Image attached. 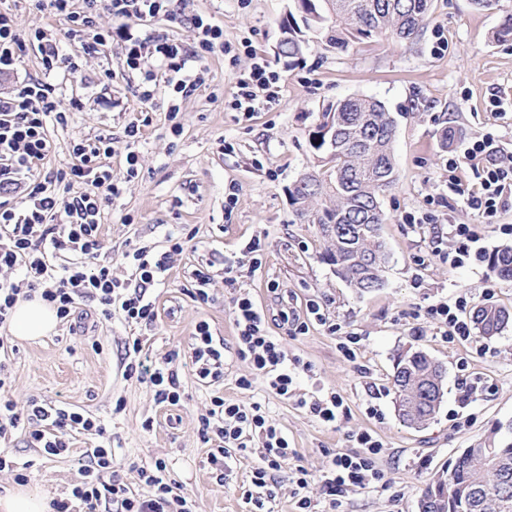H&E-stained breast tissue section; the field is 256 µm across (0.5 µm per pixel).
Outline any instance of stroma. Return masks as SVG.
<instances>
[{
	"label": "stroma",
	"mask_w": 512,
	"mask_h": 512,
	"mask_svg": "<svg viewBox=\"0 0 512 512\" xmlns=\"http://www.w3.org/2000/svg\"><path fill=\"white\" fill-rule=\"evenodd\" d=\"M291 5V0H176L175 17L140 25L141 35L189 44L191 16L207 17L222 28L225 42L236 48L251 43L281 76L275 103L247 119L231 108L238 82L250 70L247 54L240 52L233 62L219 53L188 61L186 73L202 74L205 83L183 102V131L177 137L165 121L164 93L148 102L139 99L138 78L128 72L120 43L84 59L83 72L75 77L44 74L32 53L22 57L17 76H0V93L11 91L16 78L32 77L54 85L61 106H68L71 95L82 97L84 110L68 125L50 129L55 166L68 161L73 142L108 132L116 150L112 175L123 180L124 127L134 114L150 115L138 146V175L102 219L104 257L115 275L126 273L128 242L161 245L170 234L188 239L165 285L153 291L156 324L142 332L150 357L174 354L184 393L179 405H156L149 384L125 377L122 358L133 329L117 317L76 330L61 323L40 339L15 340L0 396L20 413L35 399L92 414L112 436L113 471L132 491L140 489L137 467L161 458L166 479L193 500L196 512H246L238 486L257 456L242 459L230 479L219 482L198 432L199 419L216 395L245 405L258 402L288 435L294 450L289 468L309 472L308 495L319 512L331 506L336 512H418L422 490L449 462L464 449L488 447L494 428L512 422V324L488 338L482 351L469 340L448 341L424 316L428 305L461 296L474 306L488 302L512 309V282L499 279L486 261L493 251L512 246V237L500 231L512 224V203L488 224L448 187V158L462 154L463 143L490 134L512 154V41L493 38L503 12L512 11V0H501L492 13L474 9L471 0H432L429 19L409 43L371 40L337 50L312 32L298 59L276 53L280 22ZM497 96L506 104L500 113L490 105ZM351 97L382 101L395 121L397 180L380 197L388 216L382 228L388 259L384 284L371 293L357 292L337 276L325 259L317 225L297 216L288 195L318 164L310 135L323 111ZM448 130L454 136L447 141ZM231 191L237 204L228 214L224 201ZM428 212L437 215L436 223L414 228L402 221L405 214ZM452 224L477 225L474 248L480 259L449 267ZM256 233L266 244L261 270L233 286L217 283L209 303L194 302L189 271L209 261L214 274H221L224 258L238 255ZM241 290L262 307L271 334L283 338L289 354L312 366L297 377L294 398L235 385L236 378L252 373L234 347L232 299ZM310 299L323 304L337 332L313 322L297 335L278 320L281 309L303 312ZM201 321L224 339L228 370L219 386L200 383L183 365ZM348 333L359 338L351 360L340 348ZM410 349L425 352L445 371L440 408L422 429L404 424L394 406V366ZM322 388L344 399L347 411L336 425L322 423L298 404ZM372 405L379 417L368 414ZM361 431L383 443L379 465L385 485L330 500L323 483L329 454L353 451L347 436ZM70 441L67 453L51 457L29 447L19 430L0 448L25 463L28 485L48 499L69 500L73 512H80L71 490L82 479L84 453L94 438L74 433Z\"/></svg>",
	"instance_id": "obj_1"
}]
</instances>
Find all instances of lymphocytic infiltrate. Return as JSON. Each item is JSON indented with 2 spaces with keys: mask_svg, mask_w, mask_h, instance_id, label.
Here are the masks:
<instances>
[{
  "mask_svg": "<svg viewBox=\"0 0 512 512\" xmlns=\"http://www.w3.org/2000/svg\"><path fill=\"white\" fill-rule=\"evenodd\" d=\"M37 6L64 20L65 37L84 54L111 47L113 36L124 43L129 72L138 74L140 98L152 100L160 87L168 89L165 118L173 135H181V101L193 96L204 84L199 75L185 74L188 59L230 54L224 32L203 17L193 19L196 32L192 45L185 46L164 36L141 37L133 26L171 16V0H35ZM108 12L122 22L118 31L101 27L100 12ZM54 30H20L11 10L0 9V75L16 73V65L27 50H35L45 73L80 71L76 57L60 56ZM160 62V69L143 68L144 58ZM252 64L242 78L232 103L244 117H253L259 102L273 103L279 95L280 76L271 70L264 55L251 52ZM68 113L58 111L55 88L40 79L28 78L16 89L0 97V387L4 386L8 362L4 355L11 345L7 333L11 313L20 299L40 296L52 305L59 320L71 322L80 303H94L103 320L120 316L134 327H153L158 318L153 288L163 285L175 256L184 251L183 239L170 236L165 246L130 244L123 258L130 269L119 278L112 266L100 259L104 241L100 228L102 214L112 198L124 190L112 176L110 159L115 153L111 135L98 134L74 143L69 162L46 169L52 153L50 124H67ZM498 146L486 138L468 143L463 155L449 158V183L457 194L482 216L494 217L512 197V167L495 161ZM479 160V190H469L462 177L464 164ZM22 278H15V271ZM466 298L454 303L429 305L425 313L447 340L470 339L471 327L464 313ZM236 328V354L252 366L251 376L235 381L238 389L249 391L255 385L287 400L294 395L299 372L309 366L288 355L279 337L271 335L266 316L249 293L233 299ZM190 364L197 380L212 386L223 383L226 373L223 338L213 336L207 322L195 327ZM128 362L125 377L150 383L156 404L178 405L183 397L173 355L150 360L142 337L133 336L126 345ZM24 429L30 446L57 456L69 446L71 433L97 436L87 449L84 481L73 488L74 499L85 512H193L194 504L175 490L164 473L166 464H153L136 470L140 492L112 479V440L93 415L64 406L31 401L26 415H19L12 401H0V440ZM199 434L209 444L208 460L219 480L231 475L236 462L255 454L259 462L250 479L241 486V496L252 512H267L266 505L276 497L277 474L286 465L292 449L287 434L263 412L260 404L248 406L216 396L200 419ZM358 452H335L324 477L328 496L350 490L374 489L384 474L378 465L382 443L367 432L353 436Z\"/></svg>",
  "mask_w": 512,
  "mask_h": 512,
  "instance_id": "obj_1",
  "label": "lymphocytic infiltrate"
}]
</instances>
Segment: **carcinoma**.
Returning <instances> with one entry per match:
<instances>
[{
  "instance_id": "1",
  "label": "carcinoma",
  "mask_w": 512,
  "mask_h": 512,
  "mask_svg": "<svg viewBox=\"0 0 512 512\" xmlns=\"http://www.w3.org/2000/svg\"><path fill=\"white\" fill-rule=\"evenodd\" d=\"M338 6L330 12L328 3ZM431 0H300L292 18L304 17L305 25H288V36L279 41L277 53L288 58L302 56L306 33L318 32L328 46L345 49L366 39L408 41L429 18ZM336 130V142L322 134L327 126ZM395 124L385 105L375 98L353 97L336 103L323 113V121L311 136V146L322 168L303 175V185L289 189L291 205L310 224L319 227L328 243L325 259L350 287L369 292L382 285L387 254L380 235L387 223L384 211H370L371 201L396 181L392 144ZM333 224L355 230L351 241L327 236ZM359 251L371 259L373 274L351 263ZM488 264L497 276L512 281V246L492 252ZM472 319L482 335L492 337L512 324V312L490 304L474 308ZM432 367L421 351L399 357L392 383L396 408L409 425L410 409L427 425L440 404L414 402L409 380ZM498 468L480 466L473 449H465L448 466V475L430 482L420 499L430 502L433 512H512V423L498 426L490 439Z\"/></svg>"
}]
</instances>
